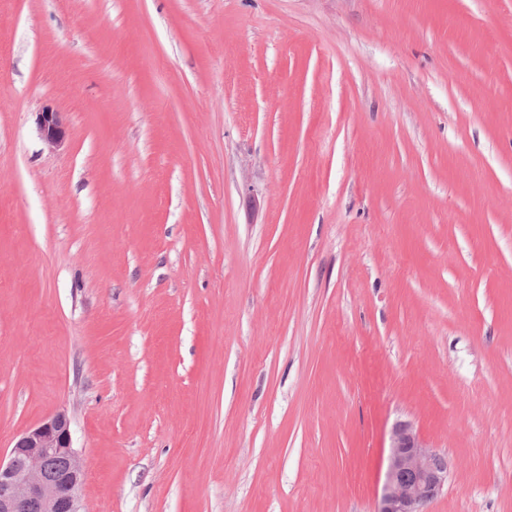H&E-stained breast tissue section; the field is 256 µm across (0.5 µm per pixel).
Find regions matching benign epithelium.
<instances>
[{
    "mask_svg": "<svg viewBox=\"0 0 512 512\" xmlns=\"http://www.w3.org/2000/svg\"><path fill=\"white\" fill-rule=\"evenodd\" d=\"M38 129L51 149L60 147L67 133L60 113H39ZM60 456L66 470L56 482L43 476V461ZM447 458L428 447L409 421L391 432L390 456L379 512H424L448 481ZM84 471L72 445L71 421L58 412L27 429L15 441L7 462L0 461V512H83Z\"/></svg>",
    "mask_w": 512,
    "mask_h": 512,
    "instance_id": "benign-epithelium-1",
    "label": "benign epithelium"
}]
</instances>
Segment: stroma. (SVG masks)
<instances>
[{
  "label": "stroma",
  "instance_id": "35a3bbf8",
  "mask_svg": "<svg viewBox=\"0 0 512 512\" xmlns=\"http://www.w3.org/2000/svg\"><path fill=\"white\" fill-rule=\"evenodd\" d=\"M58 412L85 512H378L399 421L512 512V0H0V458ZM38 129L43 142L51 149L60 147L66 139L65 125L59 112L46 109L39 113Z\"/></svg>",
  "mask_w": 512,
  "mask_h": 512
}]
</instances>
